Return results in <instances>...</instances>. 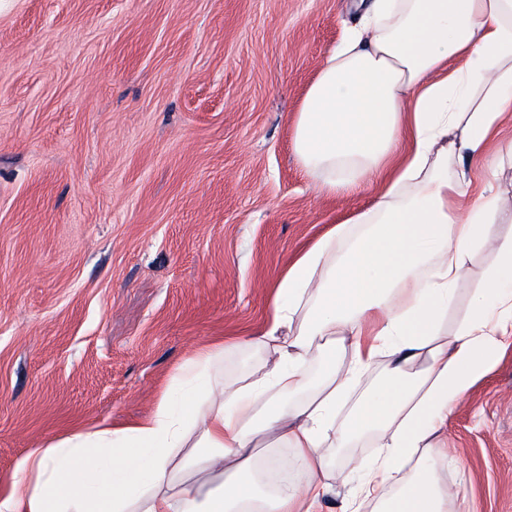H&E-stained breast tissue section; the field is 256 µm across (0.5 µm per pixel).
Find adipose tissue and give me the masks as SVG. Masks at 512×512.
I'll return each mask as SVG.
<instances>
[{
	"label": "adipose tissue",
	"instance_id": "obj_1",
	"mask_svg": "<svg viewBox=\"0 0 512 512\" xmlns=\"http://www.w3.org/2000/svg\"><path fill=\"white\" fill-rule=\"evenodd\" d=\"M361 8L309 86L293 144L327 193L376 194L278 280L262 373L218 390L221 351L198 352L151 417L33 449L0 512H317L345 479L325 475V449L369 432L380 452L344 512H447L429 461L448 405L512 337V236L493 241L497 262L466 318L441 330L489 221L512 219L511 193L489 187L462 202L512 113V0ZM315 353L331 363L316 397L281 404L304 388ZM380 360L383 384L337 416ZM261 434L293 449L305 483L264 494L239 477Z\"/></svg>",
	"mask_w": 512,
	"mask_h": 512
}]
</instances>
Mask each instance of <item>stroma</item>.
Instances as JSON below:
<instances>
[{
    "label": "stroma",
    "instance_id": "stroma-1",
    "mask_svg": "<svg viewBox=\"0 0 512 512\" xmlns=\"http://www.w3.org/2000/svg\"><path fill=\"white\" fill-rule=\"evenodd\" d=\"M355 0H0V496L79 427L150 417L186 361L259 375L274 283L372 192L330 195L293 149ZM468 187L512 191V117ZM469 275L452 331L492 264ZM448 512H512V338L434 449Z\"/></svg>",
    "mask_w": 512,
    "mask_h": 512
}]
</instances>
